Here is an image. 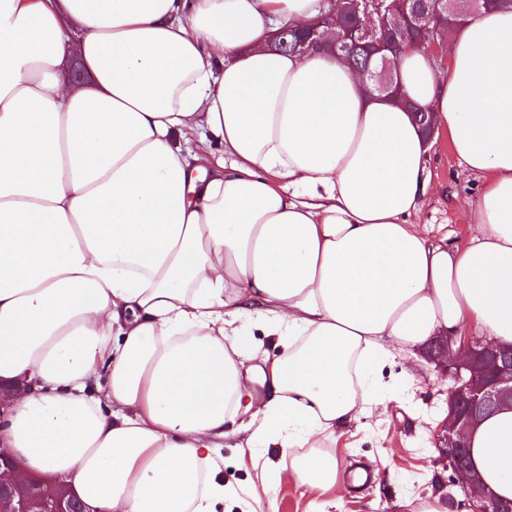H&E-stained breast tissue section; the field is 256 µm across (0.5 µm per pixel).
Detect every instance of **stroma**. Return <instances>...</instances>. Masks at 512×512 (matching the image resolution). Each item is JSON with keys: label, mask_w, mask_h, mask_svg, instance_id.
Segmentation results:
<instances>
[{"label": "stroma", "mask_w": 512, "mask_h": 512, "mask_svg": "<svg viewBox=\"0 0 512 512\" xmlns=\"http://www.w3.org/2000/svg\"><path fill=\"white\" fill-rule=\"evenodd\" d=\"M425 178L421 223L430 236L465 247L481 180L459 164L447 132L430 144ZM377 376L385 389L382 403L318 444L340 463L334 486L310 488L288 479L296 449L272 444L245 453L242 432L221 450L224 482L236 490L221 512H420L425 502L449 494L448 512H468L464 495L449 493L453 474L435 447L447 416L448 380L416 351L393 353Z\"/></svg>", "instance_id": "1"}]
</instances>
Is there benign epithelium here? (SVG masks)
Instances as JSON below:
<instances>
[{
	"instance_id": "1",
	"label": "benign epithelium",
	"mask_w": 512,
	"mask_h": 512,
	"mask_svg": "<svg viewBox=\"0 0 512 512\" xmlns=\"http://www.w3.org/2000/svg\"><path fill=\"white\" fill-rule=\"evenodd\" d=\"M393 10L389 0H353L352 11L371 19L366 26L352 30L342 27L334 55L349 49L350 44L363 43L376 57L377 66L387 73L399 54L418 48L435 58L447 59V44L438 33L422 43L407 39L390 41L387 30L397 33L410 30L422 33L431 28L434 16L448 12V0H431L430 9L409 5ZM460 351H454L455 345ZM428 361L448 370V416L445 419L444 444L440 453L469 501V512H512V500L500 498L484 487L480 475L467 463L470 439L493 411L512 407V344H491L473 336H440L425 347ZM0 512H84L70 485L57 480H37L26 474L20 462L0 448Z\"/></svg>"
}]
</instances>
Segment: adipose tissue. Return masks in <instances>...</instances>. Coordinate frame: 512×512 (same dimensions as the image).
Wrapping results in <instances>:
<instances>
[{"instance_id": "ef3b65f1", "label": "adipose tissue", "mask_w": 512, "mask_h": 512, "mask_svg": "<svg viewBox=\"0 0 512 512\" xmlns=\"http://www.w3.org/2000/svg\"><path fill=\"white\" fill-rule=\"evenodd\" d=\"M320 10L0 0V381L20 386L0 446L86 512H217L246 413L247 448L298 449L297 483L334 484L315 447L380 394L392 351L468 324L512 344V11L472 17L447 72L396 62L483 181L460 250L416 222L428 147L405 103L270 49ZM471 448L512 499V410Z\"/></svg>"}]
</instances>
